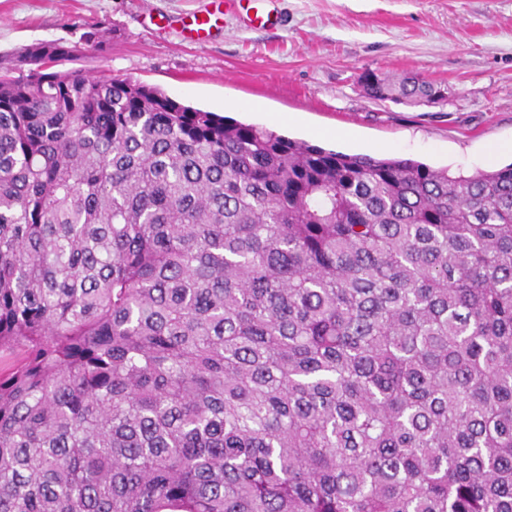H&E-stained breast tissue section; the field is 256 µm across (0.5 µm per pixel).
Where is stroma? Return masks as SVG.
I'll return each mask as SVG.
<instances>
[{
    "label": "stroma",
    "mask_w": 512,
    "mask_h": 512,
    "mask_svg": "<svg viewBox=\"0 0 512 512\" xmlns=\"http://www.w3.org/2000/svg\"><path fill=\"white\" fill-rule=\"evenodd\" d=\"M209 0H0V54L112 30L63 62L130 79L180 103L327 150L411 159L467 175L512 163V0H251L212 40L176 17ZM271 16L266 27L248 14ZM173 18L161 29L155 17ZM417 74L445 85L430 105L375 101L360 78Z\"/></svg>",
    "instance_id": "1"
}]
</instances>
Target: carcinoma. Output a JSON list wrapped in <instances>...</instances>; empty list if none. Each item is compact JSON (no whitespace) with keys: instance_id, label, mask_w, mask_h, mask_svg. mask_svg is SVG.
<instances>
[{"instance_id":"obj_1","label":"carcinoma","mask_w":512,"mask_h":512,"mask_svg":"<svg viewBox=\"0 0 512 512\" xmlns=\"http://www.w3.org/2000/svg\"><path fill=\"white\" fill-rule=\"evenodd\" d=\"M102 43L0 75V512H512V164L42 68Z\"/></svg>"}]
</instances>
